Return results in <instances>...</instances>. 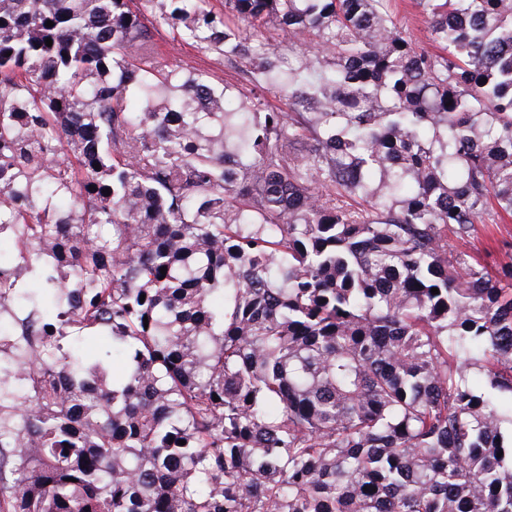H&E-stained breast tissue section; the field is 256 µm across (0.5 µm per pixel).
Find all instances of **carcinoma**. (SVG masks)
<instances>
[{"mask_svg":"<svg viewBox=\"0 0 512 512\" xmlns=\"http://www.w3.org/2000/svg\"><path fill=\"white\" fill-rule=\"evenodd\" d=\"M154 2L0 0V512H512V0ZM135 5L145 22L154 21L157 28L155 39L159 46L156 61L162 68H172L185 59L193 60L198 66L211 73L212 77L219 82L239 83L238 76L224 67V56L215 51H205L191 46H179L173 44L168 29L160 26L154 20V8L152 3L146 0H135ZM391 12L397 24L421 46L433 50L434 46L428 40L423 19L418 15L413 0H391ZM496 231V241L490 242L485 238L482 227L478 226V237L472 241V244L480 250L482 262L493 271L512 261V250L504 247L502 243V241L512 242V221L508 224H500V229Z\"/></svg>","mask_w":512,"mask_h":512,"instance_id":"cac0c4a2","label":"carcinoma"}]
</instances>
